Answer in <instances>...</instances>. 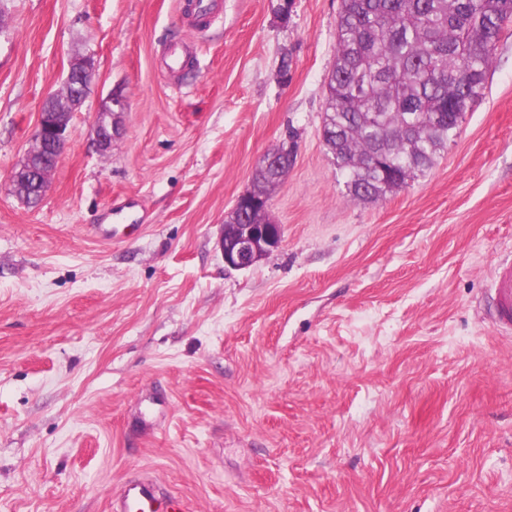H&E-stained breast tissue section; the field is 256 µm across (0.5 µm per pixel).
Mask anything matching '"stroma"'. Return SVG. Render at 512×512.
Here are the masks:
<instances>
[{"instance_id":"stroma-1","label":"stroma","mask_w":512,"mask_h":512,"mask_svg":"<svg viewBox=\"0 0 512 512\" xmlns=\"http://www.w3.org/2000/svg\"><path fill=\"white\" fill-rule=\"evenodd\" d=\"M183 5L0 0V512H111L135 475L189 512H512V337L479 306L512 254V23L437 163L363 203L320 132L341 0H222L200 29ZM86 54L27 206L11 173ZM289 140L281 244L225 269L224 219ZM124 195L145 228L99 242ZM96 71V61L92 56L74 63L67 73L63 91L50 95L39 113L37 127V146H46L52 153V162L56 166L72 134L70 119L78 110L83 91L91 82ZM69 105L70 111L59 117L61 107ZM94 141L99 151L112 147V141L120 135L118 122L112 118V107L107 106L100 114L93 128Z\"/></svg>"}]
</instances>
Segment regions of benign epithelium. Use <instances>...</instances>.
Segmentation results:
<instances>
[{
    "label": "benign epithelium",
    "mask_w": 512,
    "mask_h": 512,
    "mask_svg": "<svg viewBox=\"0 0 512 512\" xmlns=\"http://www.w3.org/2000/svg\"><path fill=\"white\" fill-rule=\"evenodd\" d=\"M96 71V61L87 56L74 63L67 73L63 91L50 95L39 113L37 146L47 147L52 152V162L60 159L72 134L70 119L78 110L83 91ZM98 150L112 148V141L120 135L118 122L112 118V107H106L93 128ZM282 228L271 224H233L224 229L219 240L224 256V266L230 270H245L272 254L281 242Z\"/></svg>",
    "instance_id": "1"
}]
</instances>
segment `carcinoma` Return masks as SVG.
Returning a JSON list of instances; mask_svg holds the SVG:
<instances>
[{"label": "carcinoma", "mask_w": 512, "mask_h": 512, "mask_svg": "<svg viewBox=\"0 0 512 512\" xmlns=\"http://www.w3.org/2000/svg\"><path fill=\"white\" fill-rule=\"evenodd\" d=\"M512 0H342L324 133L351 201H376L435 164L482 97ZM259 163L250 197L270 198L292 164Z\"/></svg>", "instance_id": "1"}]
</instances>
